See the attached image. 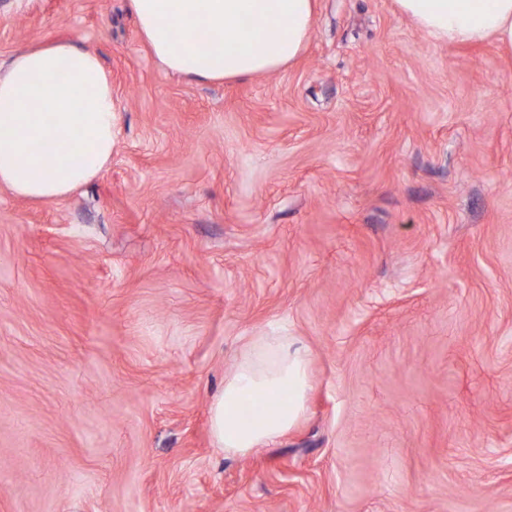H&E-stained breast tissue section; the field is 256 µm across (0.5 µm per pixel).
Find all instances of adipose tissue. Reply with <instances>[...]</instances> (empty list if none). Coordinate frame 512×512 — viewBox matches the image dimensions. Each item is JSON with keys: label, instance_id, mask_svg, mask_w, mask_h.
Wrapping results in <instances>:
<instances>
[{"label": "adipose tissue", "instance_id": "obj_1", "mask_svg": "<svg viewBox=\"0 0 512 512\" xmlns=\"http://www.w3.org/2000/svg\"><path fill=\"white\" fill-rule=\"evenodd\" d=\"M436 42L494 39L512 52V0H395ZM153 56L198 81L278 71L304 50L314 0H128ZM250 14L254 25L238 19ZM118 140L112 83L97 56L71 41L46 42L11 59L0 75V187L52 202L98 176ZM71 143L69 157L53 147ZM309 355L291 336L250 337L211 405L216 447L245 455L304 417Z\"/></svg>", "mask_w": 512, "mask_h": 512}]
</instances>
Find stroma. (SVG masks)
Here are the masks:
<instances>
[{
	"instance_id": "35a3bbf8",
	"label": "stroma",
	"mask_w": 512,
	"mask_h": 512,
	"mask_svg": "<svg viewBox=\"0 0 512 512\" xmlns=\"http://www.w3.org/2000/svg\"><path fill=\"white\" fill-rule=\"evenodd\" d=\"M69 40L112 81L107 168L0 188V512H512V55L394 0H317L279 71L168 73L126 0H0V64ZM313 382L213 444L251 336ZM310 389L309 355L294 336H251L211 405L215 446L240 456L284 436L304 417ZM256 396L266 402L246 417Z\"/></svg>"
}]
</instances>
